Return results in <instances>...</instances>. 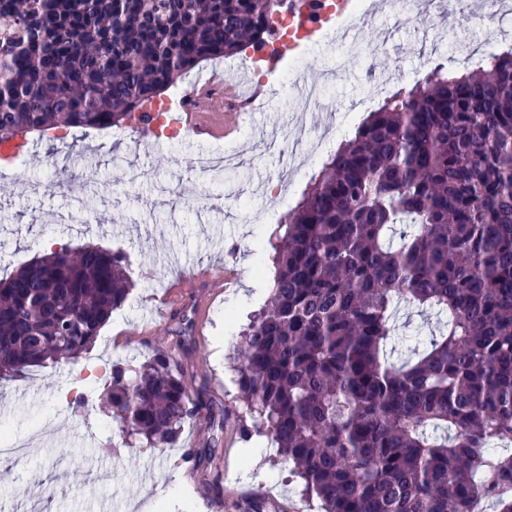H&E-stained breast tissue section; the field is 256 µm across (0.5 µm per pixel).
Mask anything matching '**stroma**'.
Listing matches in <instances>:
<instances>
[{
  "mask_svg": "<svg viewBox=\"0 0 512 512\" xmlns=\"http://www.w3.org/2000/svg\"><path fill=\"white\" fill-rule=\"evenodd\" d=\"M506 39L512 41V14L472 22L451 4L433 27L379 15L351 46L327 38L305 49L307 73L333 74L324 89L328 109L298 110L288 87L273 85L264 108L244 115L224 148L186 137L136 153L131 146L143 135L131 121L121 143L78 130L62 138L30 135L34 155L21 156L0 176V277L43 255L48 241L56 250L98 246L123 253L133 286L101 329V343L77 361L33 367L0 382V429L30 443L26 457L0 459V512H239V503L252 498L279 512H321L269 441L240 432L249 416L231 356L251 315L270 297L253 282L271 281L281 218L381 93L409 86L432 62L473 49L488 53ZM295 126L322 150L289 194H267L292 166L287 133ZM86 146L96 150L101 180L100 201L88 211L81 207V170L64 162ZM222 148L236 156L222 176L198 165L199 155ZM50 181L57 184L51 196L44 190ZM190 198L197 208H186ZM227 258L235 283L209 305L202 331L180 325L195 316L193 294L181 315L148 324L164 293L160 273L172 277L196 262ZM161 347L176 356L200 414L185 424L176 447L130 446L103 402L104 382H85L88 361L97 359L107 371L116 363L137 366ZM212 439L215 455L201 456Z\"/></svg>",
  "mask_w": 512,
  "mask_h": 512,
  "instance_id": "stroma-1",
  "label": "stroma"
}]
</instances>
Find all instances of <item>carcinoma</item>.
I'll return each instance as SVG.
<instances>
[{
  "instance_id": "obj_1",
  "label": "carcinoma",
  "mask_w": 512,
  "mask_h": 512,
  "mask_svg": "<svg viewBox=\"0 0 512 512\" xmlns=\"http://www.w3.org/2000/svg\"><path fill=\"white\" fill-rule=\"evenodd\" d=\"M272 0H0V144L121 127L204 62L275 41ZM237 349L255 429L323 512H512V46L383 98L282 218ZM126 257L52 251L0 280V379L89 350ZM435 313L399 366L398 310ZM104 395L175 446L199 412L159 349Z\"/></svg>"
}]
</instances>
